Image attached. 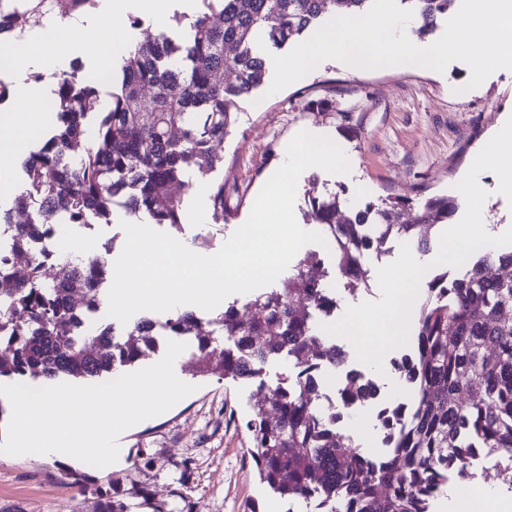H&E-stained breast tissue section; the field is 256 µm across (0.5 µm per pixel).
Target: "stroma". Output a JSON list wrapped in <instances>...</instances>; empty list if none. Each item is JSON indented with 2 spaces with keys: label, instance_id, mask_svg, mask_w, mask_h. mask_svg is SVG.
<instances>
[{
  "label": "stroma",
  "instance_id": "obj_1",
  "mask_svg": "<svg viewBox=\"0 0 512 512\" xmlns=\"http://www.w3.org/2000/svg\"><path fill=\"white\" fill-rule=\"evenodd\" d=\"M469 67L460 61L444 71L409 66L357 71L327 60L306 82L291 84L272 98L239 102L238 122L225 139L224 163L192 178L189 209L209 204L216 185L224 187V221L182 224L174 232L190 247L216 253L249 217L268 174L277 168L283 145L309 128L337 142L350 171H319L318 190L346 188L349 206L399 196L419 203L436 195H456L471 157L512 117V71L499 70L467 89ZM480 182L488 193L486 231L512 227V205L497 191L492 172ZM191 352L175 361L178 378L195 385L167 412L142 421L119 437L121 459L97 468L53 455L0 454V512H93L94 496L64 481L71 464L136 502L145 490L170 512H313L303 502L288 504L259 481L248 454L246 427L260 391L290 373L287 357L268 360L260 375L243 382L200 375Z\"/></svg>",
  "mask_w": 512,
  "mask_h": 512
}]
</instances>
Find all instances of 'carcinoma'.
Segmentation results:
<instances>
[{"instance_id": "carcinoma-1", "label": "carcinoma", "mask_w": 512, "mask_h": 512, "mask_svg": "<svg viewBox=\"0 0 512 512\" xmlns=\"http://www.w3.org/2000/svg\"><path fill=\"white\" fill-rule=\"evenodd\" d=\"M187 17L151 40L128 44L122 63L105 85L83 64L52 74L55 98L51 127L22 163L24 173L12 205H0V226L11 227L0 244V380L66 377L84 381L135 366L141 341L167 330L194 338L200 372L240 381L255 379L271 357L292 358L295 371L250 408V456L261 483L281 497L308 500L311 492L340 505L338 512H430L451 472L468 474L478 455L512 484V250L481 254L460 272L434 274L427 283L412 350L390 361L391 373L409 398L378 418L386 437L385 461L366 456L355 439L340 431L316 405V386L336 345L314 329L323 306L336 301L324 287L322 259L307 252L277 288L254 294L238 309L203 319L177 311L162 324L141 317L116 331L103 325L96 335L77 331L76 304L99 307L110 268L92 253L65 260L55 283L45 281V264L25 255L31 237H46L55 224L114 223L122 211L146 216L150 224L183 223L191 178L223 161L218 147L238 119V101L267 82V48L281 49L317 29L328 15H361L372 0H196ZM420 18L419 39L432 34L456 0H399ZM97 0H0V41L25 31L78 20ZM107 106L96 110L101 91ZM85 141L80 160L70 147ZM212 215L224 221V184L213 190ZM346 200L340 193L309 196L308 208L325 237L335 241L336 275L351 293L369 289L366 261L388 253L402 237L423 252L450 223L456 200L432 196L413 205L400 197L367 203L336 221ZM26 256V274L9 263ZM360 288H355L354 284ZM232 347H224L223 339ZM374 378L356 370V381L338 393L345 406L362 404ZM84 489L90 475L62 470ZM95 512H132L99 492Z\"/></svg>"}]
</instances>
